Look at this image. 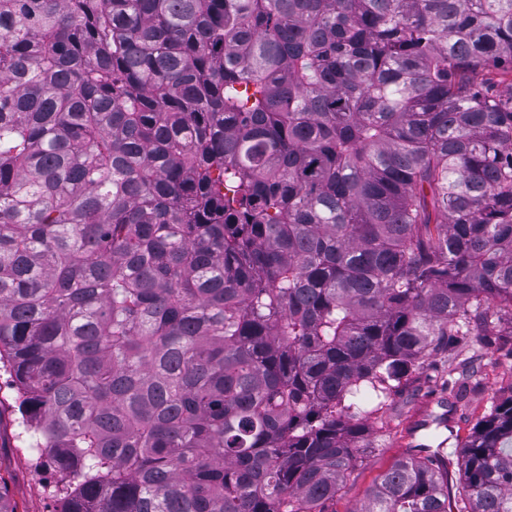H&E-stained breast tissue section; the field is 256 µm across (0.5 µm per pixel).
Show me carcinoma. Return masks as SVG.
Masks as SVG:
<instances>
[{
	"instance_id": "obj_1",
	"label": "carcinoma",
	"mask_w": 512,
	"mask_h": 512,
	"mask_svg": "<svg viewBox=\"0 0 512 512\" xmlns=\"http://www.w3.org/2000/svg\"><path fill=\"white\" fill-rule=\"evenodd\" d=\"M512 0H0V372L56 512H328L364 416L512 335ZM359 512H512V393Z\"/></svg>"
}]
</instances>
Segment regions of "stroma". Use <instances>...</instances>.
Here are the masks:
<instances>
[{
    "mask_svg": "<svg viewBox=\"0 0 512 512\" xmlns=\"http://www.w3.org/2000/svg\"><path fill=\"white\" fill-rule=\"evenodd\" d=\"M483 359L482 369L469 373L471 361ZM463 381V398L449 408L447 424L412 432V422L422 404L431 396L444 395L448 381ZM512 390V338L502 336L490 348L477 344L462 347L455 361L438 357L418 375L408 390L394 402V418L380 426L368 418L369 440L374 448L363 466L347 481L332 504V512H353L364 498L366 488L394 461L406 454L411 444L444 445L448 455V495L460 500V446L472 427L491 410L496 396ZM14 392L7 378H0V476L8 483L9 498L15 512H55L49 495L55 481L53 471L36 463L34 456L19 448L14 440L12 405Z\"/></svg>",
    "mask_w": 512,
    "mask_h": 512,
    "instance_id": "obj_1",
    "label": "stroma"
}]
</instances>
